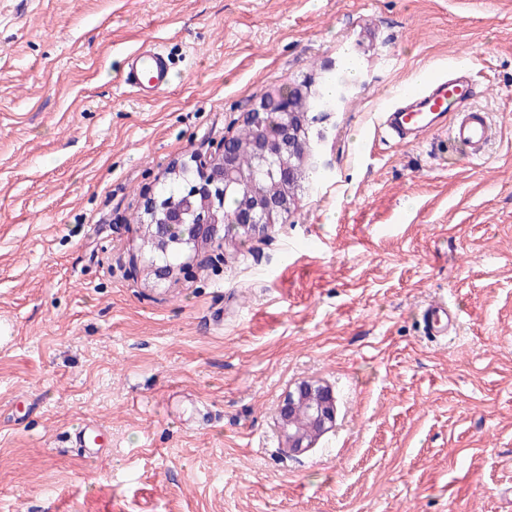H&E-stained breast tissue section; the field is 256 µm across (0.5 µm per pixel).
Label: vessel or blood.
I'll use <instances>...</instances> for the list:
<instances>
[{
  "label": "vessel or blood",
  "instance_id": "obj_1",
  "mask_svg": "<svg viewBox=\"0 0 512 512\" xmlns=\"http://www.w3.org/2000/svg\"><path fill=\"white\" fill-rule=\"evenodd\" d=\"M124 82L141 98H155L170 85V61L155 41L148 40L126 53L123 65ZM471 94V83L464 76L427 80L423 88L400 92L397 103L384 117L389 132L402 142H413L426 132L439 130V118L454 113L449 134L458 145L472 155H482L492 138V123L487 112L474 107L457 111L456 106ZM426 333L438 341L455 335L460 315L448 301L429 304L422 313ZM74 442L88 455H96L106 439L100 429L83 427L74 434Z\"/></svg>",
  "mask_w": 512,
  "mask_h": 512
}]
</instances>
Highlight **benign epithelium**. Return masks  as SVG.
<instances>
[{"instance_id":"benign-epithelium-1","label":"benign epithelium","mask_w":512,"mask_h":512,"mask_svg":"<svg viewBox=\"0 0 512 512\" xmlns=\"http://www.w3.org/2000/svg\"><path fill=\"white\" fill-rule=\"evenodd\" d=\"M311 94V86L298 88L294 96L280 98L281 111L288 117L276 136L259 134L252 144L254 154L261 160L274 159L281 164L283 176L271 193L247 194L230 215L229 222L242 237H251L269 227L290 212L298 203L302 188L301 165L307 160L303 142L315 117L299 106ZM186 168L184 180L187 194L181 202L172 205L159 193L150 194L144 201L142 216L148 217L150 239H141V250L153 245L165 252L176 243L185 253L204 255V263L216 267L223 258L221 248L227 236L224 224V190L240 182L237 156L229 146V138L216 144L205 154H193L190 162L172 165V170ZM192 217L188 238L177 242L171 239L173 228ZM158 281L173 276H194V265H151ZM278 420L288 452H299L313 447L315 441L328 432L336 421L335 397L330 388L303 382L288 392L278 408Z\"/></svg>"}]
</instances>
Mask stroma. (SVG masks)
Segmentation results:
<instances>
[{"label": "stroma", "mask_w": 512, "mask_h": 512, "mask_svg": "<svg viewBox=\"0 0 512 512\" xmlns=\"http://www.w3.org/2000/svg\"><path fill=\"white\" fill-rule=\"evenodd\" d=\"M149 36L173 83L144 101L122 58ZM454 70L483 157L391 138L400 90ZM329 72L352 90L308 131L297 207L156 281L146 194ZM0 324V512H512V0H0ZM303 381L336 421L291 453ZM461 317L448 300L429 304L422 313L426 334L434 340L448 342V336L456 334ZM278 420L288 452L312 448L336 421V404L329 387L303 382L289 391L278 408ZM106 442L101 430L97 428L82 427L74 434V443L78 448H84L85 453L89 456L98 454Z\"/></svg>", "instance_id": "35a3bbf8"}]
</instances>
